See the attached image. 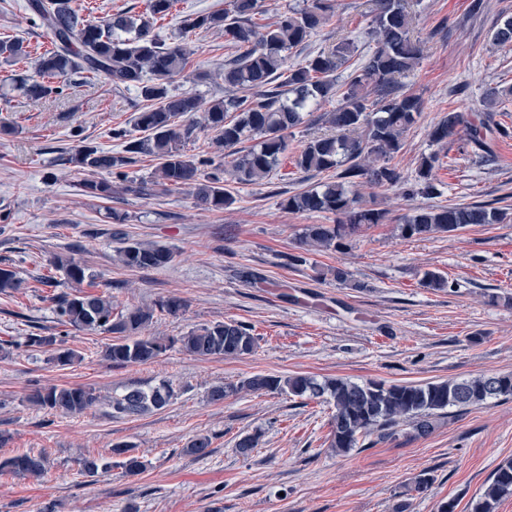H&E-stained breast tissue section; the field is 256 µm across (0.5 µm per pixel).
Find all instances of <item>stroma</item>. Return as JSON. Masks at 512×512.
Here are the masks:
<instances>
[{
    "instance_id": "1",
    "label": "stroma",
    "mask_w": 512,
    "mask_h": 512,
    "mask_svg": "<svg viewBox=\"0 0 512 512\" xmlns=\"http://www.w3.org/2000/svg\"><path fill=\"white\" fill-rule=\"evenodd\" d=\"M424 52L403 82L424 110L406 132L392 164L413 178L422 156L436 153L441 193L435 201L512 206V97L495 119L507 129L497 138L494 160L480 161L472 144L454 139L432 143L429 131L444 114L485 116L482 90L512 87V46L497 47L492 33L512 0H413ZM228 0H177L159 20L156 37L168 42L187 17L226 8ZM329 24L290 60L300 63L336 38L351 35L359 66L371 42V0H334ZM23 39L33 70L50 48L44 28L28 18L26 0H0V37ZM193 50L171 92H189L211 103L224 94L215 73L234 52L223 32L188 35ZM14 65L0 62V124L15 127L0 136V266L9 265L23 286L0 295V445L4 459L29 450L49 459L44 478L0 475V512H453L468 504L496 467L512 458V399L449 410L433 432L416 436L402 425L388 439L366 437L362 450L335 455L330 446V407L277 393L243 392L221 402L212 386L256 373L309 374L389 384H421L479 374L512 373V223L478 224L449 236L402 238L401 217L433 199L408 200L366 185L365 201L386 210L384 223L363 226L344 248L308 254L292 266L288 255L307 224H330V214L290 213L282 198L333 172L312 175L285 164L268 179L237 188L228 210H205L185 189L149 195L82 196V174L60 165L62 150L85 141L112 152L137 137L133 118L143 101L136 90L115 88L84 73L63 81V92L31 99L12 90ZM126 216L114 223L112 212ZM132 241L167 247L173 261L162 269L131 270L115 259ZM72 258L97 276L116 309L176 298L174 314L155 312L146 333L169 341L157 362L113 365L104 353L110 333L79 332L61 325L54 296L73 293L55 258ZM341 267L362 282L355 290L327 276ZM443 274L449 287H423L425 270ZM54 276L55 287L37 286ZM236 321L258 339L242 358L200 359L173 345L191 329ZM61 336L77 360L59 367L48 351L25 346L30 334ZM171 381L175 397L162 410L113 416V396L133 384ZM77 385L95 388L99 400L75 416L30 405L33 388ZM211 438L204 457L186 453L196 435ZM260 437L247 455L243 436ZM136 446L146 468L135 476L119 466L89 480L79 462L108 457L112 444ZM431 483L424 492L420 476Z\"/></svg>"
}]
</instances>
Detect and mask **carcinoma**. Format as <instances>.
Wrapping results in <instances>:
<instances>
[{
	"label": "carcinoma",
	"instance_id": "carcinoma-1",
	"mask_svg": "<svg viewBox=\"0 0 512 512\" xmlns=\"http://www.w3.org/2000/svg\"><path fill=\"white\" fill-rule=\"evenodd\" d=\"M176 0H149L147 11L138 15L117 13L102 24L94 23L71 6V0H28L27 8L52 36V49L43 53L32 73L21 72L12 78L18 90L32 98L62 93L52 80L76 72L100 76L115 87L139 90L146 102L134 117V126L145 136L126 142L123 153H112L90 143L80 142L66 152L62 161L84 173L78 184L82 195L110 199L118 188L123 193L141 195L148 185L165 191L188 188L197 202L207 209H228L238 198L225 183L255 184L269 178L288 158V135L304 123L305 113L341 94L338 106L320 115L331 132L309 138L293 156L294 167L306 173L320 174L331 169L336 180L318 183L288 196L280 207L291 213H326L336 216L334 224H307L297 238L299 254H291L292 264L307 262L311 251L340 249L345 240L365 224H380L385 212L368 206L362 195L350 190L355 183L374 188L394 189L404 198L416 194L437 196L438 154L422 157L414 182L403 179L389 164L402 148L404 133L423 112L421 99L403 91L397 77L411 71L422 56V43L414 36L416 17L408 10L407 0H372L370 35L373 47L359 69L350 72L346 89L338 92L337 71L353 57L357 46L346 36L321 49L304 62L288 64V53L307 42L331 20V0H312L310 6L288 10L270 26L260 27L252 18L258 13L259 0H229L228 8L200 13L184 20V32L178 41L159 42L153 35L155 21L168 16ZM222 29L236 48V54L224 61L219 78L224 81L225 96L201 110L200 99L190 93H172L169 81L180 74L192 50L188 33ZM498 45L512 44V16L501 21L493 33ZM29 55L20 39L0 40V60L16 63ZM246 90L251 95H238ZM509 90L489 87L482 95L487 114L503 103ZM202 112V119L180 124L187 114ZM215 133L213 144L225 152L223 178L201 170L206 160L182 152L183 142L196 129ZM464 133L466 140L491 156L490 142L506 131L484 120L470 124L461 112H450L434 123L430 139L440 144ZM252 140L254 144L244 147ZM139 156L158 161L150 183L128 177L123 168ZM107 173L119 186L100 177ZM508 213L485 204L472 206L429 205L411 210L402 218L401 236L431 238L457 232L472 224H504ZM117 261L132 269H161L173 261V253L164 246L133 241L117 250ZM72 284L89 282L91 290L54 297L61 324L78 331L104 330L116 335L105 351L115 365L154 363L167 350L163 341L144 335L155 310L174 313L182 307L178 299L162 300L152 306H136L115 311L112 297L92 290L95 275L73 260L61 262ZM22 288L14 271L0 268V293L11 294ZM176 342L187 353L201 357L238 358L252 354L257 337L238 322H218L202 326L178 337ZM58 336H29L26 345L50 351L51 360L71 365L77 353L63 347ZM242 391L288 394L302 400H322L331 405L330 447L340 456L358 449L360 438L373 433L381 439L394 435L402 423L412 425L418 436L434 429V420L451 408L459 410L512 399V373L480 374L461 379L424 384H386L382 381L355 382L347 378L318 379L309 375L276 376L256 373L237 383H222L209 393L220 402ZM175 393L171 384L161 380L153 385H131L112 397V414L142 415L170 404ZM97 401L89 386L37 387L27 402L40 409L65 415H79ZM111 454L128 475H138L144 461L133 445L118 442ZM110 464L96 456L81 460L80 471L88 478L105 472ZM0 472L40 479L47 472L44 452L28 451L0 460ZM512 495V460L500 464L482 493L471 500L470 512H495L501 499Z\"/></svg>",
	"mask_w": 512,
	"mask_h": 512
}]
</instances>
